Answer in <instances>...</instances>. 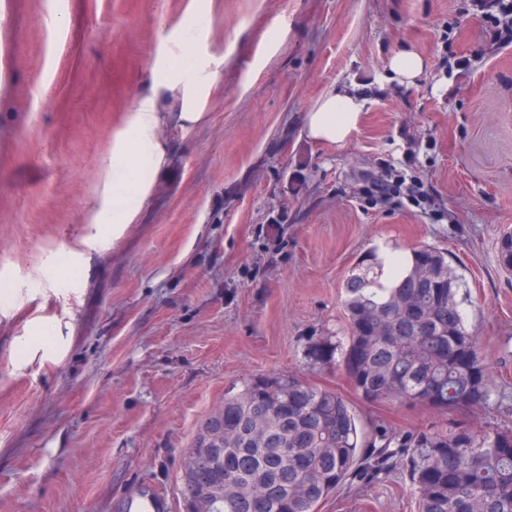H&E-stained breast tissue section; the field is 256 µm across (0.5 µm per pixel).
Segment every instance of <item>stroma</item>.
Masks as SVG:
<instances>
[{
    "label": "stroma",
    "mask_w": 512,
    "mask_h": 512,
    "mask_svg": "<svg viewBox=\"0 0 512 512\" xmlns=\"http://www.w3.org/2000/svg\"><path fill=\"white\" fill-rule=\"evenodd\" d=\"M201 61L155 88L188 16ZM413 50V84L389 58ZM468 57L466 74L453 59ZM365 103L344 145L304 117L332 90ZM154 96L162 156L132 223L104 246L93 216L112 150ZM433 202H373L368 176ZM512 45L465 0H0V512H182L183 457L226 391L291 374L340 392L361 427H446L369 405L309 337L346 333L345 284L379 248L447 251L495 377L474 423L512 426ZM320 512H416L402 471L341 487Z\"/></svg>",
    "instance_id": "stroma-1"
}]
</instances>
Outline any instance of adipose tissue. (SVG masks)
Listing matches in <instances>:
<instances>
[{"label":"adipose tissue","mask_w":512,"mask_h":512,"mask_svg":"<svg viewBox=\"0 0 512 512\" xmlns=\"http://www.w3.org/2000/svg\"><path fill=\"white\" fill-rule=\"evenodd\" d=\"M201 18H192L179 44L180 64L165 61L154 70L155 85H162L169 77L184 79L186 87H193L197 60L193 49V33L201 25ZM364 103L347 92H331L323 96L305 114L304 128L314 141L331 145L347 142L359 129ZM156 121L155 100H140L132 116L126 136L112 151V202L102 205L93 221L109 224L113 229L131 223L142 204L150 183L149 164L161 152L150 138Z\"/></svg>","instance_id":"adipose-tissue-1"}]
</instances>
